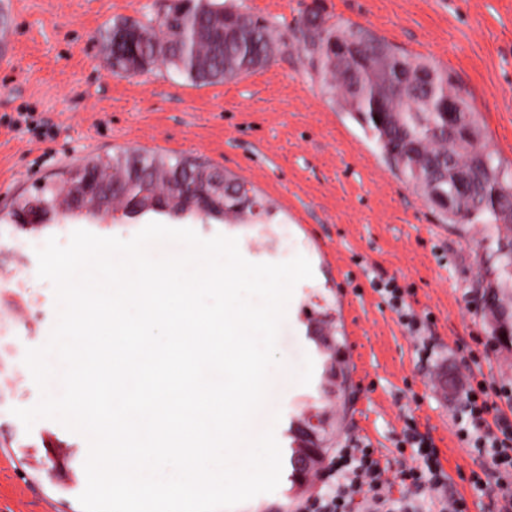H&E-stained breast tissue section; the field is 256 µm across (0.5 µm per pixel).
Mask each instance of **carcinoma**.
Segmentation results:
<instances>
[{"instance_id": "1", "label": "carcinoma", "mask_w": 512, "mask_h": 512, "mask_svg": "<svg viewBox=\"0 0 512 512\" xmlns=\"http://www.w3.org/2000/svg\"><path fill=\"white\" fill-rule=\"evenodd\" d=\"M291 31L327 90L371 129L386 158L441 210L447 223H492L498 230H512V182L505 181L498 153L448 71L398 52L360 26L330 23L314 11L295 21ZM286 46L285 34L248 12L227 11L215 0H169L146 24L128 19L113 24L104 50L114 74L149 72L163 63L194 82L214 83L270 63ZM450 100L460 111L456 132L448 130ZM83 176L111 189L104 202L107 213L120 206L126 216L165 211L228 221L268 213L253 188L206 162H172L134 149L112 158H86L37 195L18 200L13 216L19 219L36 207L44 219L50 214L69 217L76 212L73 193ZM450 193L457 197L452 207L444 201ZM481 303L499 343L511 348L508 305L493 290ZM318 315L309 317L316 324L314 341L343 362V342L324 331L326 320ZM323 433L324 428L307 421L296 429L294 442L305 451L320 447Z\"/></svg>"}]
</instances>
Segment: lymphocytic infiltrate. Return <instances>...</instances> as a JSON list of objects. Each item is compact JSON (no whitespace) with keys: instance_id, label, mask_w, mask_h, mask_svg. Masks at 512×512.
<instances>
[{"instance_id":"obj_1","label":"lymphocytic infiltrate","mask_w":512,"mask_h":512,"mask_svg":"<svg viewBox=\"0 0 512 512\" xmlns=\"http://www.w3.org/2000/svg\"><path fill=\"white\" fill-rule=\"evenodd\" d=\"M374 289L395 311L412 336L423 347L433 345L431 316H417L406 302L407 291L393 278H382ZM512 401V388L496 385L483 372L470 377L461 408L456 414V435L466 447L476 449L486 461L481 471L471 473L475 491L489 486L512 487V417L502 405ZM400 447L412 448V464L401 465L396 480L417 493L439 492L448 484L439 450L428 435L415 425H406ZM322 493L297 504L296 512H397L388 489L392 480L385 476L369 448H339L320 472Z\"/></svg>"}]
</instances>
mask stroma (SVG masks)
I'll return each mask as SVG.
<instances>
[{"label": "stroma", "instance_id": "1", "mask_svg": "<svg viewBox=\"0 0 512 512\" xmlns=\"http://www.w3.org/2000/svg\"><path fill=\"white\" fill-rule=\"evenodd\" d=\"M273 27L292 25L312 4L329 22L369 29L400 51L448 70L467 92L471 110L512 172V0H223ZM166 0H0L9 20L0 44V272L23 268L22 293L0 296L15 323L0 339V512H82L86 439L56 421L32 429L13 408L37 403L40 391L23 359L42 346L56 321L53 286L37 276V248L67 244L73 231L133 237L149 212L128 218L86 213L23 227L9 219L14 201L89 156L140 149L192 157L252 186L270 208L238 224L191 218L202 238L237 239L253 263L305 256L314 276L296 284L277 351L291 372L314 364L310 384H294L276 402L281 449L303 413H319L335 448H374L381 467L396 470L397 442L407 418L440 450L448 489L469 512H497V499L469 482L482 460L457 438L453 417L469 372L457 345L472 342L484 374L512 385V351L484 353L492 322L480 298L487 284L512 289L488 224H447L402 174L387 163L376 138L344 111L320 81L300 43L224 82L194 83L164 68L116 76L104 62L103 38L113 22L154 17ZM33 113L43 129L16 128ZM397 278L417 315L432 314L434 346L419 343L375 292ZM327 310L346 340V393L330 384L332 362L308 334L307 310Z\"/></svg>", "mask_w": 512, "mask_h": 512}]
</instances>
